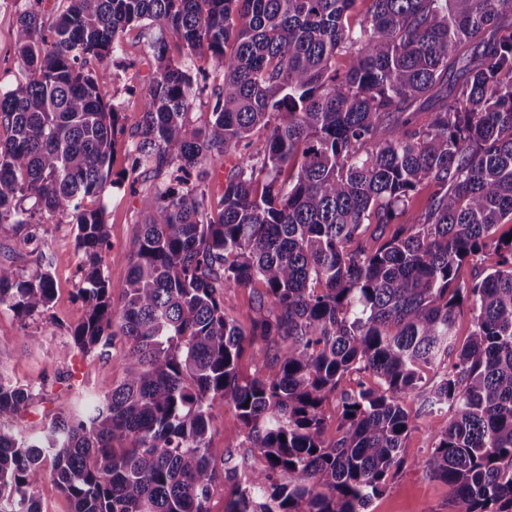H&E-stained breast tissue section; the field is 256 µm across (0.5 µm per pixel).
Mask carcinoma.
<instances>
[{
    "label": "carcinoma",
    "instance_id": "obj_1",
    "mask_svg": "<svg viewBox=\"0 0 512 512\" xmlns=\"http://www.w3.org/2000/svg\"><path fill=\"white\" fill-rule=\"evenodd\" d=\"M64 2L47 29L32 7L18 19L22 78L0 90V224L26 246L37 213L73 216L85 317L62 354L120 337L126 374L26 436L10 423L34 389L0 374V512H42L46 474L74 512H209L224 480L225 512H365L405 465L410 396L452 412L424 467L453 488V512H512V240L495 236L512 224V0H372L357 28L354 0ZM136 25L155 30L157 75L132 171L174 170L142 198L116 309L97 201L121 128L100 63ZM201 60L222 85L212 120L191 129ZM231 159L214 206L206 181ZM423 184L433 193L411 213ZM372 225L386 234L376 248ZM486 248L496 267L458 282ZM53 264L44 250L28 275L0 264V308L46 309ZM256 283L244 327L224 289ZM465 302L473 331L459 342ZM247 352L262 374L240 375ZM353 372L376 383L340 388ZM218 397L265 466L229 454L217 467Z\"/></svg>",
    "mask_w": 512,
    "mask_h": 512
}]
</instances>
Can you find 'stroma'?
I'll use <instances>...</instances> for the list:
<instances>
[{"instance_id": "35a3bbf8", "label": "stroma", "mask_w": 512, "mask_h": 512, "mask_svg": "<svg viewBox=\"0 0 512 512\" xmlns=\"http://www.w3.org/2000/svg\"><path fill=\"white\" fill-rule=\"evenodd\" d=\"M26 0H0V86H13L21 65L14 49L18 15ZM151 32L143 26L128 29L116 53L107 62L112 79L106 92L119 112L124 129L112 159V183L101 196L109 246L103 266L112 284V303L120 305L122 285L130 265L133 243L144 222L141 199L147 190L169 181L167 173L133 180L129 147L140 127L143 98L155 76L156 63L149 49ZM37 236L54 255V298L43 313L21 320L10 311H0V373L19 384L35 387L37 394L27 413L14 423L16 431L28 433L46 423L48 416L75 413L85 397L122 381L126 362L125 342L115 339L105 354L72 351L62 356L61 343L82 322L85 308L77 296L82 253L76 246V226L70 215L43 214ZM404 408L416 427L403 442L405 467L386 489L374 497L367 512H453V493L447 483L423 468L434 446V436L448 425L445 412L425 413L417 398ZM211 448L215 460L226 451L237 454L243 469H256L264 460L258 452L243 447L244 433L236 412L223 400L212 404Z\"/></svg>"}]
</instances>
